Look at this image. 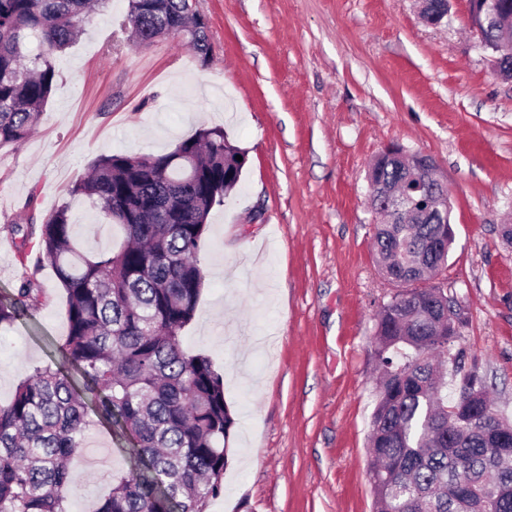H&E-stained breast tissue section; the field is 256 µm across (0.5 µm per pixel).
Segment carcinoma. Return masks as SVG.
<instances>
[{
    "mask_svg": "<svg viewBox=\"0 0 512 512\" xmlns=\"http://www.w3.org/2000/svg\"><path fill=\"white\" fill-rule=\"evenodd\" d=\"M136 47L182 36L210 61L208 21L195 0H128ZM92 20L90 0H0V146L36 128L56 84V58ZM242 160H236V156ZM247 160L221 128H202L160 155L109 154L70 188L122 232L105 251L80 249L63 206L42 224L33 270L0 296V330L33 320L49 264L66 292L68 334L58 357L36 365L0 405V512H68V460L94 423L118 428L133 470L112 479L97 512H204L222 490L235 418L211 359L188 353L181 332L204 286L207 219L236 188ZM375 179L405 189L419 219L387 206L373 249L383 277L402 287L376 314L378 401L371 416L369 478L376 512H512V444L501 451L485 424L512 433L483 377L454 350L461 301L431 285L454 242L444 191L399 159ZM33 201L7 225L26 247ZM456 387L448 392V376Z\"/></svg>",
    "mask_w": 512,
    "mask_h": 512,
    "instance_id": "1",
    "label": "carcinoma"
}]
</instances>
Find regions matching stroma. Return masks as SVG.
Instances as JSON below:
<instances>
[{"instance_id":"obj_1","label":"stroma","mask_w":512,"mask_h":512,"mask_svg":"<svg viewBox=\"0 0 512 512\" xmlns=\"http://www.w3.org/2000/svg\"><path fill=\"white\" fill-rule=\"evenodd\" d=\"M211 59L180 38L136 48L107 0L56 61L35 131L0 146V290L23 268L5 227L28 199L103 224L70 187L103 154H162L203 127L246 150L208 218L204 287L184 349L211 358L236 424L206 512H374L375 315L396 288L372 251L367 167L388 144L436 162L454 243L440 276L465 306L458 345L512 416V79L471 28L468 0L430 25L419 0H197ZM36 319L0 331V404L67 335L50 266ZM117 432L90 427L70 460L69 512H95L129 472Z\"/></svg>"}]
</instances>
